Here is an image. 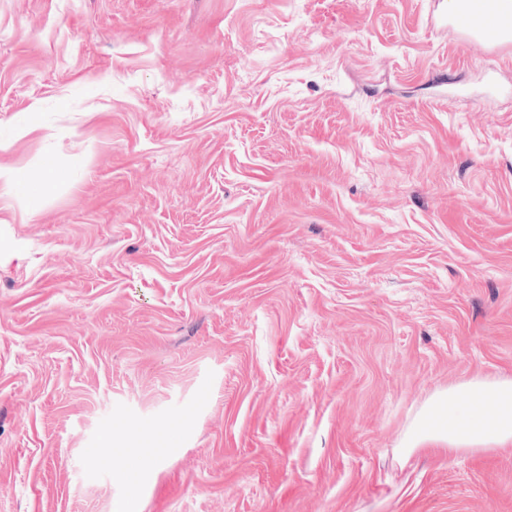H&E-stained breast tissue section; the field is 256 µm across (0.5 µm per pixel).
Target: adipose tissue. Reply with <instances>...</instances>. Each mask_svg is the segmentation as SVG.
<instances>
[{
    "label": "adipose tissue",
    "instance_id": "adipose-tissue-1",
    "mask_svg": "<svg viewBox=\"0 0 512 512\" xmlns=\"http://www.w3.org/2000/svg\"><path fill=\"white\" fill-rule=\"evenodd\" d=\"M465 402L431 397L402 441L403 457L421 448H497L512 443V380L462 385Z\"/></svg>",
    "mask_w": 512,
    "mask_h": 512
}]
</instances>
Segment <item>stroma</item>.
I'll list each match as a JSON object with an SVG mask.
<instances>
[{"label":"stroma","mask_w":512,"mask_h":512,"mask_svg":"<svg viewBox=\"0 0 512 512\" xmlns=\"http://www.w3.org/2000/svg\"><path fill=\"white\" fill-rule=\"evenodd\" d=\"M47 155L0 191V512H512V446L399 448L512 379V43L0 0V164ZM48 181L45 178L20 179L18 173L9 166H0V185L5 193L16 196L23 195L30 198L38 197L46 188Z\"/></svg>","instance_id":"35a3bbf8"}]
</instances>
